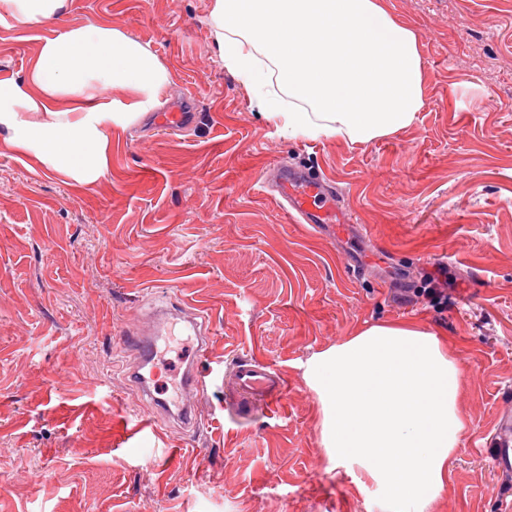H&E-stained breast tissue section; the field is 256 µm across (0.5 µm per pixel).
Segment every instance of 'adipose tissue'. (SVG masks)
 <instances>
[{"label": "adipose tissue", "instance_id": "1", "mask_svg": "<svg viewBox=\"0 0 512 512\" xmlns=\"http://www.w3.org/2000/svg\"><path fill=\"white\" fill-rule=\"evenodd\" d=\"M67 9L0 0V19L45 25ZM210 28L225 68L291 137L368 143L408 128L424 106L419 35L388 0H214ZM168 81L157 56L111 24L67 27L24 76L0 79V141L95 186L112 169L113 130L154 110ZM109 87L120 97L106 98ZM304 378L330 463L381 486L390 512H434L466 430L447 336L414 321L373 324L314 354Z\"/></svg>", "mask_w": 512, "mask_h": 512}]
</instances>
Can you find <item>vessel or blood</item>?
I'll return each mask as SVG.
<instances>
[{
  "label": "vessel or blood",
  "instance_id": "vessel-or-blood-1",
  "mask_svg": "<svg viewBox=\"0 0 512 512\" xmlns=\"http://www.w3.org/2000/svg\"><path fill=\"white\" fill-rule=\"evenodd\" d=\"M269 178L282 205L299 223H348L349 218L340 206L336 189L328 179L285 165L271 169ZM199 316L198 307L171 299L163 300L157 304L146 323L132 327L126 333L124 342L143 367L154 363L157 341L172 326L184 325L199 339L195 357L182 376L178 402L172 403L156 396L148 379L142 374H134L139 400L153 420L161 422L175 414L187 427L199 426L201 422L197 398L206 387L202 366L209 358L210 338ZM232 374L240 392L251 398L268 400L277 397L284 388L282 377L272 365L252 358L237 359Z\"/></svg>",
  "mask_w": 512,
  "mask_h": 512
}]
</instances>
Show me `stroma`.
<instances>
[{
	"label": "stroma",
	"mask_w": 512,
	"mask_h": 512,
	"mask_svg": "<svg viewBox=\"0 0 512 512\" xmlns=\"http://www.w3.org/2000/svg\"><path fill=\"white\" fill-rule=\"evenodd\" d=\"M213 0H70L66 24L108 22L166 67L165 108L112 135V172L85 188L0 146V512H384L377 484L329 464L303 374L357 328L415 319L446 333L467 429L440 512H512L495 463L512 416V0H390L420 35L425 106L365 144L291 139L215 54ZM57 25L0 23V78L28 70ZM277 164L338 187L351 224L296 223L261 190ZM366 275L351 278V262ZM447 263L448 305L398 301L401 272ZM164 295L211 333L203 423L146 413L121 339ZM194 345L162 348L175 396ZM273 365L276 403L242 400L239 356Z\"/></svg>",
	"instance_id": "stroma-1"
}]
</instances>
